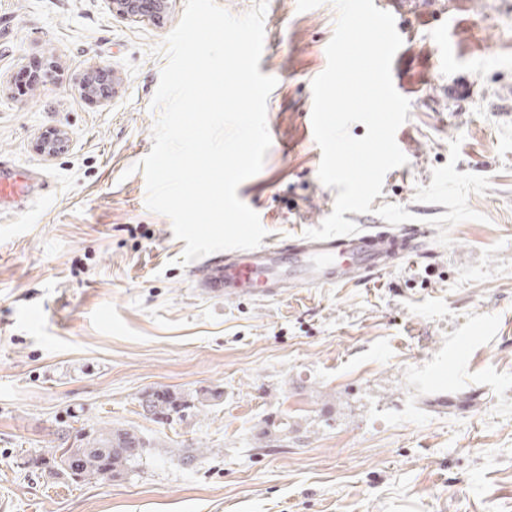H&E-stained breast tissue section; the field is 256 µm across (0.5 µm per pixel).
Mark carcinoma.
<instances>
[{"label":"carcinoma","instance_id":"carcinoma-1","mask_svg":"<svg viewBox=\"0 0 512 512\" xmlns=\"http://www.w3.org/2000/svg\"><path fill=\"white\" fill-rule=\"evenodd\" d=\"M185 401L167 390L153 391L141 401L147 414L156 418L178 413ZM68 444V436L51 448L35 452V460L43 467L74 483H92L123 474L139 464L146 443L135 431L116 426H103L88 432L70 446L72 458L78 469L72 473L62 468L60 450Z\"/></svg>","mask_w":512,"mask_h":512}]
</instances>
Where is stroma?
<instances>
[{
    "mask_svg": "<svg viewBox=\"0 0 512 512\" xmlns=\"http://www.w3.org/2000/svg\"><path fill=\"white\" fill-rule=\"evenodd\" d=\"M184 8L154 23L108 0H0V154L47 176L0 217V512H512V0H403L408 162L372 202L446 213L415 194L460 135L456 171L491 181L469 198L484 221L451 227L448 248L429 228V252L361 282L235 300L177 265L185 243L136 168ZM336 17L333 0H268L275 134L237 193L272 242L334 208L307 111ZM95 66L116 75L110 98L82 90ZM31 70L46 79L26 91ZM48 131L65 137L54 155ZM156 389L188 409L152 418L140 400ZM108 423L149 441L133 471L75 484L17 465Z\"/></svg>",
    "mask_w": 512,
    "mask_h": 512,
    "instance_id": "stroma-1",
    "label": "stroma"
}]
</instances>
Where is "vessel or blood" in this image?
<instances>
[{"label":"vessel or blood","mask_w":512,"mask_h":512,"mask_svg":"<svg viewBox=\"0 0 512 512\" xmlns=\"http://www.w3.org/2000/svg\"><path fill=\"white\" fill-rule=\"evenodd\" d=\"M30 177L0 157V213L29 190ZM420 229L380 231L361 225L359 232L327 240L300 238L264 243L251 250H229L197 274L198 287L228 299L271 298L287 288H323L351 284L409 255L418 254Z\"/></svg>","instance_id":"b4317fda"}]
</instances>
